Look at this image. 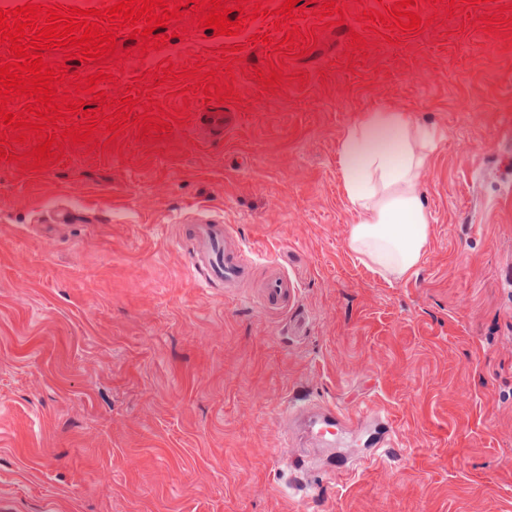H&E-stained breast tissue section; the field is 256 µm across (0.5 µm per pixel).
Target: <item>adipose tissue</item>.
<instances>
[{
	"instance_id": "ef3b65f1",
	"label": "adipose tissue",
	"mask_w": 512,
	"mask_h": 512,
	"mask_svg": "<svg viewBox=\"0 0 512 512\" xmlns=\"http://www.w3.org/2000/svg\"><path fill=\"white\" fill-rule=\"evenodd\" d=\"M435 149L431 130L399 112H376L341 141L344 194L356 215L348 247L386 279L417 272L430 238L419 176Z\"/></svg>"
}]
</instances>
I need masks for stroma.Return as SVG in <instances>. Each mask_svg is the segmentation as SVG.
<instances>
[{
    "mask_svg": "<svg viewBox=\"0 0 512 512\" xmlns=\"http://www.w3.org/2000/svg\"><path fill=\"white\" fill-rule=\"evenodd\" d=\"M334 2L343 22L324 30L320 0H300L296 25L318 36L302 57L249 43L281 40L270 17L218 36L188 10L144 55L123 28L98 88L114 100L143 84L168 130L101 132L39 172L18 161L27 143L0 161V496L13 512H512V22L500 36L482 21L512 19V0L451 14L416 0L430 25L405 32L360 22L396 0ZM146 60L208 63L239 98L179 96ZM271 61L273 92L254 73ZM217 107L234 125L208 141L196 119ZM371 112L437 134L420 175L429 244L397 281L348 248L341 140ZM196 215L282 266L299 289L288 312H264L251 282L232 299L198 286L179 242ZM292 402L380 408L391 456L368 461L361 425L334 449L299 447ZM339 458L358 470L332 477Z\"/></svg>",
    "mask_w": 512,
    "mask_h": 512,
    "instance_id": "obj_1",
    "label": "stroma"
}]
</instances>
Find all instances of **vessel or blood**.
<instances>
[{
    "label": "vessel or blood",
    "mask_w": 512,
    "mask_h": 512,
    "mask_svg": "<svg viewBox=\"0 0 512 512\" xmlns=\"http://www.w3.org/2000/svg\"><path fill=\"white\" fill-rule=\"evenodd\" d=\"M199 119L213 139L223 138L231 126L227 116L220 112H203ZM184 240L190 267L200 287L228 296L253 279L257 282L256 301L263 311L283 312L294 303L296 284L275 261L248 259V250L233 225L194 222L188 224ZM287 412L297 420L299 433L305 438L337 435L347 431L358 418L357 413L328 404H293Z\"/></svg>",
    "instance_id": "obj_1"
}]
</instances>
